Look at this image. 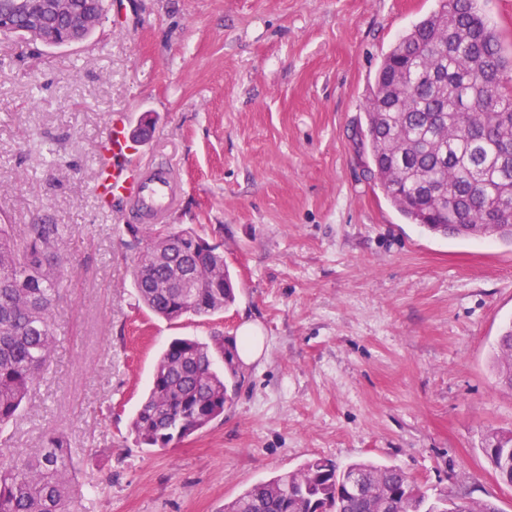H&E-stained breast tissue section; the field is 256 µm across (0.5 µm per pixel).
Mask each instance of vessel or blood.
I'll use <instances>...</instances> for the list:
<instances>
[{"mask_svg": "<svg viewBox=\"0 0 512 512\" xmlns=\"http://www.w3.org/2000/svg\"><path fill=\"white\" fill-rule=\"evenodd\" d=\"M135 144L125 132V121L111 119L99 143L94 184L97 206L107 212L113 201H125L130 217L150 224L166 223L180 203L181 186L167 162L138 165Z\"/></svg>", "mask_w": 512, "mask_h": 512, "instance_id": "1", "label": "vessel or blood"}]
</instances>
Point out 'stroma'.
Instances as JSON below:
<instances>
[{"instance_id":"stroma-1","label":"stroma","mask_w":512,"mask_h":512,"mask_svg":"<svg viewBox=\"0 0 512 512\" xmlns=\"http://www.w3.org/2000/svg\"><path fill=\"white\" fill-rule=\"evenodd\" d=\"M436 0H119L96 52L0 38V224H60L50 367L8 453L63 435L70 512H221L314 458L402 469L428 494L512 512L481 448L512 430L494 368L512 246L409 223L369 173L365 105ZM127 113L141 160L184 187L171 222L224 251L239 295L171 323L138 302L127 211L101 212L96 153ZM266 338L223 415L174 448L132 418L176 337Z\"/></svg>"}]
</instances>
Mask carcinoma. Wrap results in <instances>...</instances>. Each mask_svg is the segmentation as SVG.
I'll use <instances>...</instances> for the list:
<instances>
[{
  "mask_svg": "<svg viewBox=\"0 0 512 512\" xmlns=\"http://www.w3.org/2000/svg\"><path fill=\"white\" fill-rule=\"evenodd\" d=\"M370 174L413 224L460 239L512 245V54L480 0H439L384 56L366 106ZM58 224H0V435L46 369L60 282L52 255ZM192 229L162 225L134 238L139 301L169 321L208 316L234 302L224 253ZM225 369L215 366L214 354ZM234 347L175 338L161 353L132 430L149 448L176 447L224 413ZM499 384L512 389V324L497 341ZM366 476L346 493L351 472ZM72 465L59 436L27 457H0V512H68ZM224 512H500L492 501L431 498L403 470L371 461L312 459L250 486Z\"/></svg>",
  "mask_w": 512,
  "mask_h": 512,
  "instance_id": "obj_1",
  "label": "carcinoma"
}]
</instances>
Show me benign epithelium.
Instances as JSON below:
<instances>
[{
    "label": "benign epithelium",
    "mask_w": 512,
    "mask_h": 512,
    "mask_svg": "<svg viewBox=\"0 0 512 512\" xmlns=\"http://www.w3.org/2000/svg\"><path fill=\"white\" fill-rule=\"evenodd\" d=\"M0 6V31L34 32L41 36L46 46H72L80 43L84 35L99 24L97 0H86L79 9L75 0H8ZM50 13L67 20L61 27L47 28L41 16Z\"/></svg>",
    "instance_id": "obj_1"
}]
</instances>
